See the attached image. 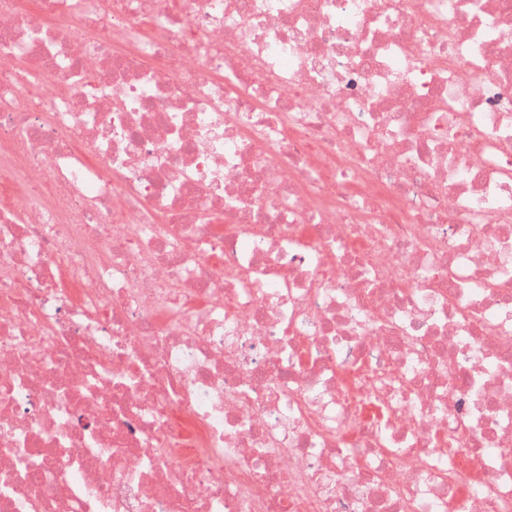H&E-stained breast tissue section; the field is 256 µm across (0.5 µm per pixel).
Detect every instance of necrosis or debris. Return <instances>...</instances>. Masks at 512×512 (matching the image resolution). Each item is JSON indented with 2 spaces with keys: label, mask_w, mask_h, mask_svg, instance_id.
<instances>
[{
  "label": "necrosis or debris",
  "mask_w": 512,
  "mask_h": 512,
  "mask_svg": "<svg viewBox=\"0 0 512 512\" xmlns=\"http://www.w3.org/2000/svg\"><path fill=\"white\" fill-rule=\"evenodd\" d=\"M0 512H512V0H0Z\"/></svg>",
  "instance_id": "necrosis-or-debris-1"
}]
</instances>
